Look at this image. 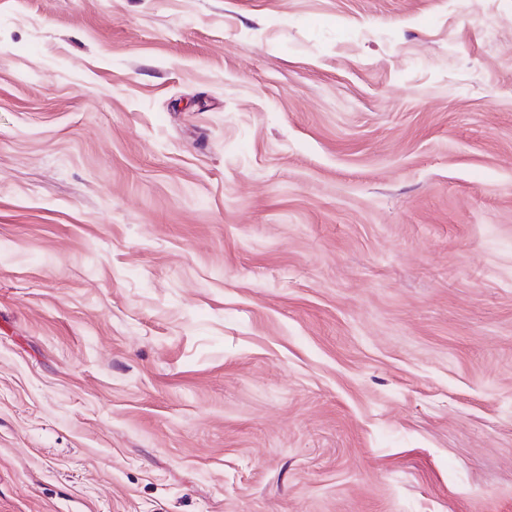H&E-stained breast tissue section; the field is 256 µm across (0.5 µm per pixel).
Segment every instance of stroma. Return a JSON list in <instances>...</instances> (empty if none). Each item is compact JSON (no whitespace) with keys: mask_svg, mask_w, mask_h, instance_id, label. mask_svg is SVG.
I'll list each match as a JSON object with an SVG mask.
<instances>
[{"mask_svg":"<svg viewBox=\"0 0 512 512\" xmlns=\"http://www.w3.org/2000/svg\"><path fill=\"white\" fill-rule=\"evenodd\" d=\"M0 512H512V0H0Z\"/></svg>","mask_w":512,"mask_h":512,"instance_id":"1","label":"stroma"}]
</instances>
